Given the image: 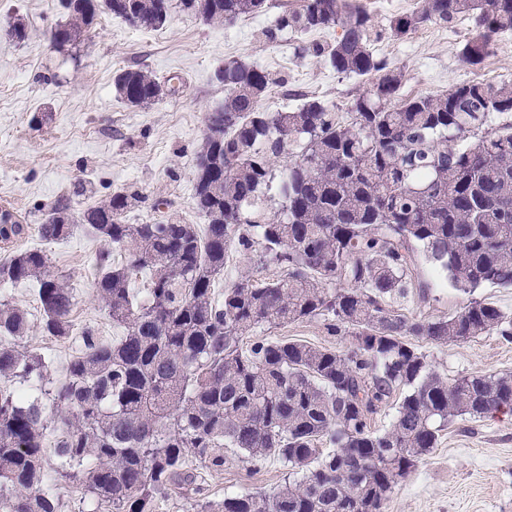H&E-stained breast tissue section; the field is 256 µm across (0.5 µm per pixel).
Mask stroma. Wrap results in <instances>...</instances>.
<instances>
[{"label": "stroma", "instance_id": "35a3bbf8", "mask_svg": "<svg viewBox=\"0 0 512 512\" xmlns=\"http://www.w3.org/2000/svg\"><path fill=\"white\" fill-rule=\"evenodd\" d=\"M257 16L211 25L201 17L173 10L161 29H139L107 13L86 34L76 58L66 60L49 40L65 21L60 0H0V207L30 226L41 224L46 209L72 198L81 209L117 192H138L141 203L128 215L132 224L160 220L157 199H167L183 223H202L193 205L194 158L206 132L207 117L224 103L219 78L226 61L237 59L279 77L262 100L277 111L296 107L302 94L346 111L367 84L345 78L319 62L315 43L335 41L339 28L297 36L276 27L281 2ZM23 20L25 37H8L9 24ZM474 20L458 15L444 26H425L410 36L377 45V52L403 69L402 97L438 92L473 80L512 83V33L498 38L478 68L459 61V49ZM144 68L158 80L179 75L178 95L149 110L128 106L113 78L127 68ZM90 187L75 195L78 184ZM24 247L42 245L30 234ZM45 246V245H42ZM103 244L75 229L67 240L45 246L56 271L76 294L75 326L93 325L102 340L115 335L94 288L95 256ZM415 286L398 306L409 315L449 316L465 297L424 255H417ZM269 340H301L344 351L348 337L328 335L321 322L288 323L265 331ZM48 361L61 379L79 348L78 340L59 342L31 331L24 340ZM432 368L451 379L484 373H512V342L494 335L437 345L421 342ZM222 471L204 473L202 499L271 494L292 477L270 461L255 469L225 449ZM384 512H512V414L456 418L441 433L437 448L390 493Z\"/></svg>", "mask_w": 512, "mask_h": 512}]
</instances>
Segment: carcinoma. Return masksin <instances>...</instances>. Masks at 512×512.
I'll list each match as a JSON object with an SVG mask.
<instances>
[{
    "label": "carcinoma",
    "instance_id": "obj_1",
    "mask_svg": "<svg viewBox=\"0 0 512 512\" xmlns=\"http://www.w3.org/2000/svg\"><path fill=\"white\" fill-rule=\"evenodd\" d=\"M51 31L58 51L76 53L107 12L160 29L174 8L212 24L262 13L267 0H66ZM474 17L460 61L476 68L497 37L512 31V0H421L377 31L348 0H300L278 17L281 29L342 30L314 55L337 74L371 80L345 112L302 96L293 111L260 101L278 79L238 61L224 65V104L209 114L195 157L194 207L204 227L169 213L129 224L137 193H115L79 213L50 206L39 237L53 243L83 227L101 239L97 296L122 334L110 342L88 326L63 379L22 345L31 328L56 341L73 333V288L43 249L9 251L0 286L34 282L40 318L0 300V512H61L45 487L46 448L56 473L82 476L83 494L112 512H153L168 492L201 491L192 460L221 471L224 446L251 467L273 460L296 479L266 494L197 501V512H382L388 494L448 422L512 411V374L448 380L430 368L417 340L436 344L493 333L512 342V317L468 299L447 317L397 308L413 288L422 251L464 294L485 285L512 288V85L457 84L403 99L401 67L371 43L401 39L427 24ZM133 108L169 92L143 69L114 77ZM286 164L276 169V162ZM277 194H271L272 185ZM0 220V247L30 226ZM259 251L258 266L214 297L231 247ZM123 254L114 262V251ZM146 270L139 298L130 282ZM320 321L349 349L243 337L263 328ZM396 400L388 428L374 415ZM52 406L54 419L46 414ZM326 442L324 453L317 445ZM371 462L368 475L358 472Z\"/></svg>",
    "mask_w": 512,
    "mask_h": 512
}]
</instances>
